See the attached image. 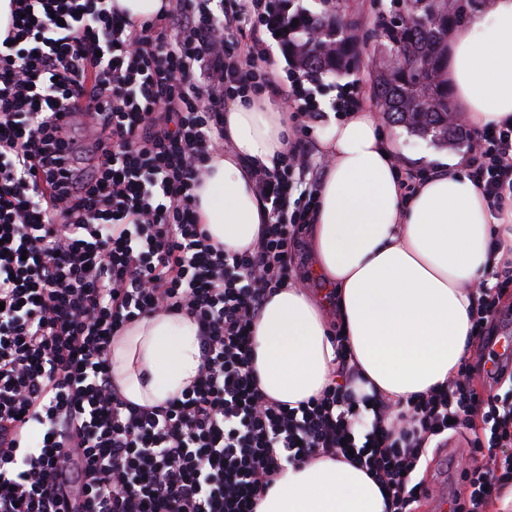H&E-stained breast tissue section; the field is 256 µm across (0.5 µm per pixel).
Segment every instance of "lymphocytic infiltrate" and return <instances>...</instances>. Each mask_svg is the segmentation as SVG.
I'll list each match as a JSON object with an SVG mask.
<instances>
[{
  "label": "lymphocytic infiltrate",
  "instance_id": "lymphocytic-infiltrate-1",
  "mask_svg": "<svg viewBox=\"0 0 512 512\" xmlns=\"http://www.w3.org/2000/svg\"><path fill=\"white\" fill-rule=\"evenodd\" d=\"M172 0L135 22L112 0H11L0 40V512H255L286 464L352 458L390 512L428 494V444L473 436L450 460L487 512L512 484V402L477 394V357L512 266L492 270L470 313L477 355L418 399L356 396L335 335L340 382L298 406L268 399L250 332L266 299L294 284L315 203L311 132L321 112L302 81L278 83L267 40L300 66L288 17L269 0ZM86 96L87 106L77 97ZM277 99L293 137L275 169L249 164L268 222L253 250L213 242L196 190L224 146V101ZM469 178L492 212L512 204V121L459 127ZM198 328L199 373L160 406L127 401L112 340L141 317ZM374 420L357 443L364 410Z\"/></svg>",
  "mask_w": 512,
  "mask_h": 512
}]
</instances>
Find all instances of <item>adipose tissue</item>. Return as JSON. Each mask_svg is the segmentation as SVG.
<instances>
[{"instance_id":"1","label":"adipose tissue","mask_w":512,"mask_h":512,"mask_svg":"<svg viewBox=\"0 0 512 512\" xmlns=\"http://www.w3.org/2000/svg\"><path fill=\"white\" fill-rule=\"evenodd\" d=\"M448 83L476 127L512 119V0H493L450 40ZM376 111L330 120L319 144L333 163L318 186L309 227L316 272L332 283L336 320L360 375L357 395L407 401L447 382L470 347V286L512 261V208L491 215L461 158L404 197ZM229 150L215 153L197 190L214 242L242 252L257 244L265 207L245 165L273 169L288 148L286 122L268 100L224 110ZM261 391L297 405L337 377L327 319L298 287L269 297L253 332ZM112 375L123 396L160 405L200 367L195 322L152 314L114 337ZM386 493L365 469L324 457L286 465L256 512H386Z\"/></svg>"}]
</instances>
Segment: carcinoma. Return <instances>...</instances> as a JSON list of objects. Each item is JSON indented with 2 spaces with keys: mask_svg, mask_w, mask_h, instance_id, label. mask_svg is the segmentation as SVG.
<instances>
[{
  "mask_svg": "<svg viewBox=\"0 0 512 512\" xmlns=\"http://www.w3.org/2000/svg\"><path fill=\"white\" fill-rule=\"evenodd\" d=\"M473 6L474 0H389L384 5L390 15L406 12L411 22L392 21L379 33L388 55L376 75L375 95L389 119L433 142L456 137L448 118V31ZM315 27L321 29L324 43L305 46L307 69L339 75L357 63L358 41L334 17H303L288 26L290 39L303 43Z\"/></svg>",
  "mask_w": 512,
  "mask_h": 512,
  "instance_id": "carcinoma-1",
  "label": "carcinoma"
}]
</instances>
